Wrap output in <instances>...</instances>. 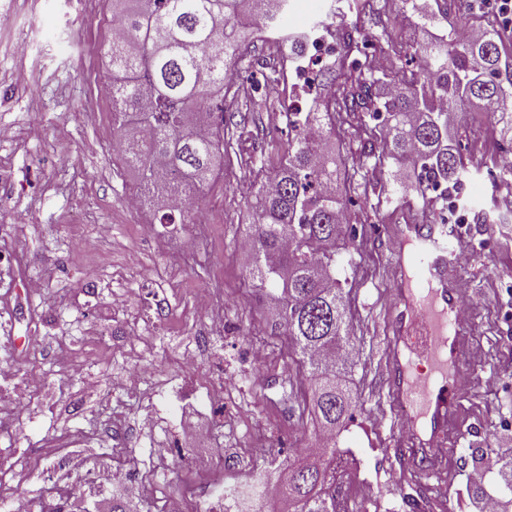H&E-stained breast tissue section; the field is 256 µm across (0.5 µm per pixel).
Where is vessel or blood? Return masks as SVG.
Returning a JSON list of instances; mask_svg holds the SVG:
<instances>
[{
    "label": "vessel or blood",
    "instance_id": "1",
    "mask_svg": "<svg viewBox=\"0 0 512 512\" xmlns=\"http://www.w3.org/2000/svg\"><path fill=\"white\" fill-rule=\"evenodd\" d=\"M391 275L396 283L387 354L390 398L402 414L413 476L436 483L447 507L448 449L458 443L459 417L473 374V317L462 316L461 260L471 244L423 214L395 225ZM425 361L427 371L415 368Z\"/></svg>",
    "mask_w": 512,
    "mask_h": 512
}]
</instances>
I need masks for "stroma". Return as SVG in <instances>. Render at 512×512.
I'll list each match as a JSON object with an SVG mask.
<instances>
[{"instance_id":"35a3bbf8","label":"stroma","mask_w":512,"mask_h":512,"mask_svg":"<svg viewBox=\"0 0 512 512\" xmlns=\"http://www.w3.org/2000/svg\"><path fill=\"white\" fill-rule=\"evenodd\" d=\"M492 2L452 0L434 33L487 28L512 63V23ZM0 15L10 20L0 27V88L12 91L0 101V127L12 132L0 139V225L11 228L0 246L22 258L0 282V391L26 404L0 414V512L18 496L34 512L60 496L67 512H96L103 500L125 512H159L166 501L194 512L202 495L224 512V488L257 473L282 480L296 449L320 446L303 411L309 387L285 337L268 333L274 310L253 296L241 246L252 232L244 193L278 161L266 143L288 140V100L264 85L286 57L271 42L243 45L237 71L250 96L224 100L240 138L205 186L198 219L160 224L153 205L124 207L143 182L113 148L112 100L100 93L112 80V0H0ZM347 20L360 31L349 58L372 44L381 69L416 68L417 17L403 0H364ZM383 31L389 42H377ZM450 142L479 172L462 191L470 221L460 227L473 242L475 376L448 493L455 512H480L467 481L472 449H512V180L496 174L506 145L487 114L462 113ZM347 199L339 259L357 348L345 384L357 408L336 439L349 458L348 506L439 512L390 448L402 428L388 398L386 269L398 213L412 207L443 224L448 209L419 192L405 160L368 165ZM205 295L218 301L210 319L196 311ZM193 423L207 439L191 437ZM116 467L137 471L141 484L111 487Z\"/></svg>"}]
</instances>
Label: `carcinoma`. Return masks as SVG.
Masks as SVG:
<instances>
[{"mask_svg":"<svg viewBox=\"0 0 512 512\" xmlns=\"http://www.w3.org/2000/svg\"><path fill=\"white\" fill-rule=\"evenodd\" d=\"M291 0H112L123 28L112 37V124L119 142L147 143L128 149L145 187L163 186L156 200L159 223L188 221L186 206L170 197L189 186L200 191L222 164L233 136L224 135V96L230 64L254 34V23L285 30ZM425 34L417 44L423 66L389 76L369 60L352 61L338 93L289 107L288 150L279 165L250 191L255 232L249 245V287L275 305L270 335L284 336L307 370L321 453L309 464H288L293 479L276 484L295 512H348L338 477L336 426L352 416L342 390L343 366L353 343L342 282L336 278L337 247L346 202L340 186L351 183L349 162H336V117L363 112L375 122L369 136L383 135L382 162L408 160L424 190H457L466 178L460 155L449 146L448 117L475 102L512 141V63L502 59L494 35L482 30L459 39L454 30L428 36L447 14L418 11Z\"/></svg>","mask_w":512,"mask_h":512,"instance_id":"obj_1","label":"carcinoma"}]
</instances>
